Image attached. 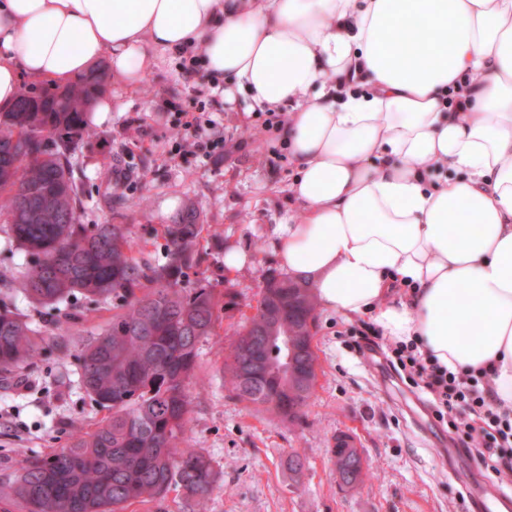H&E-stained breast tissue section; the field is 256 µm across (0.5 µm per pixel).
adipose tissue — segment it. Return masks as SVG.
Returning a JSON list of instances; mask_svg holds the SVG:
<instances>
[{"label": "adipose tissue", "instance_id": "adipose-tissue-1", "mask_svg": "<svg viewBox=\"0 0 512 512\" xmlns=\"http://www.w3.org/2000/svg\"><path fill=\"white\" fill-rule=\"evenodd\" d=\"M199 46L225 96L283 111L299 213L281 266L512 408V0H0V109L96 67L133 87Z\"/></svg>", "mask_w": 512, "mask_h": 512}]
</instances>
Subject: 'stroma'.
Wrapping results in <instances>:
<instances>
[{
    "label": "stroma",
    "instance_id": "1",
    "mask_svg": "<svg viewBox=\"0 0 512 512\" xmlns=\"http://www.w3.org/2000/svg\"><path fill=\"white\" fill-rule=\"evenodd\" d=\"M116 95L111 111L89 113L77 152L83 222L123 225L137 256L157 264L166 260L164 225L194 205L206 229L189 280L225 292L227 303L213 335L198 345L190 428L180 441L210 459L215 489L201 509L173 490L127 512H469V497L512 488L510 480H489L432 416L426 395L388 366V337L350 349L351 328L372 322L369 313L346 318L317 309V381L301 421L238 401L224 384V358L242 323L240 306L255 303L266 279L283 274L272 228L297 209L288 193L296 168L276 140L246 143L248 128L263 124L266 112L241 95L226 100L206 66L188 75L168 55L138 86ZM186 110L202 124L199 135H186ZM233 248L250 257L242 268L224 264ZM31 261L0 219V290L18 285ZM12 306L45 346L42 360L0 378V512H27L11 493L23 461L68 447L107 415L85 394L77 356L107 329L113 302L87 310L69 301L49 315L18 293ZM343 433L356 436L373 468L352 489L338 483L331 461ZM294 453L304 460L297 474L288 469Z\"/></svg>",
    "mask_w": 512,
    "mask_h": 512
}]
</instances>
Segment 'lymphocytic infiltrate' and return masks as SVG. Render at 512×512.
<instances>
[{
	"label": "lymphocytic infiltrate",
	"instance_id": "obj_1",
	"mask_svg": "<svg viewBox=\"0 0 512 512\" xmlns=\"http://www.w3.org/2000/svg\"><path fill=\"white\" fill-rule=\"evenodd\" d=\"M387 362L409 387L428 395L436 421L473 447L487 471L512 475V409L497 402L485 372L451 370L413 340L392 344Z\"/></svg>",
	"mask_w": 512,
	"mask_h": 512
}]
</instances>
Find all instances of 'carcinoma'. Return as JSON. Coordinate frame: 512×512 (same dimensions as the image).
<instances>
[{
	"mask_svg": "<svg viewBox=\"0 0 512 512\" xmlns=\"http://www.w3.org/2000/svg\"><path fill=\"white\" fill-rule=\"evenodd\" d=\"M96 68L65 89L23 92L0 123L16 142L0 145V217L35 258L20 280L31 301L53 306L79 294L91 303L117 302L104 335L83 347L79 375L87 396L108 416L73 446L27 459L12 486L28 512H124L134 502L161 499L180 489L197 503L214 489L210 460L180 448L189 423L188 387L197 345L211 335L223 311L208 285L186 287L199 264L201 213L188 205L166 224L167 261L136 257L119 224L80 223L83 193L74 177L87 111L102 87ZM41 128L45 138L31 136ZM255 313L245 318L258 349L248 351L249 374L227 368V384L240 400L283 420L301 417L316 383L317 356L286 360L280 337L302 335L315 318L316 298L289 279H270ZM39 332L0 302V371L39 354Z\"/></svg>",
	"mask_w": 512,
	"mask_h": 512,
	"instance_id": "obj_1",
	"label": "carcinoma"
}]
</instances>
